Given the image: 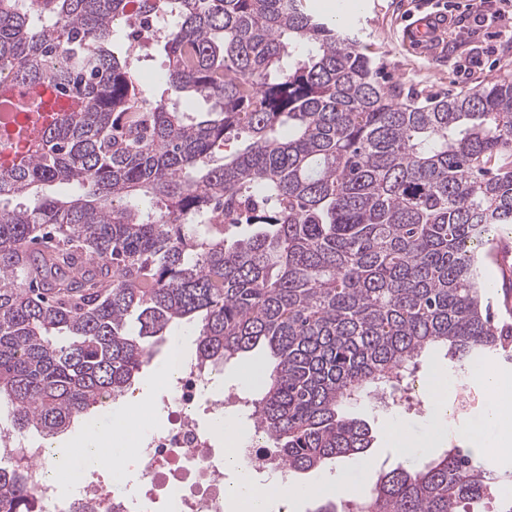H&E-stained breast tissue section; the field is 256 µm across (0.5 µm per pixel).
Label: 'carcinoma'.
I'll return each instance as SVG.
<instances>
[{"instance_id":"obj_1","label":"carcinoma","mask_w":512,"mask_h":512,"mask_svg":"<svg viewBox=\"0 0 512 512\" xmlns=\"http://www.w3.org/2000/svg\"><path fill=\"white\" fill-rule=\"evenodd\" d=\"M306 0H0V406L51 440L121 396L173 326L246 367L272 457L372 447L348 408L445 347L512 358L483 268L512 224V80L399 99ZM165 22L147 98L128 21ZM244 148L224 154L231 138ZM136 320L138 332L128 330ZM471 448L316 512H512ZM0 512H35L20 466Z\"/></svg>"}]
</instances>
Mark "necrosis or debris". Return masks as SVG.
Returning <instances> with one entry per match:
<instances>
[{"instance_id": "4bbe7bcc", "label": "necrosis or debris", "mask_w": 512, "mask_h": 512, "mask_svg": "<svg viewBox=\"0 0 512 512\" xmlns=\"http://www.w3.org/2000/svg\"><path fill=\"white\" fill-rule=\"evenodd\" d=\"M214 369L197 358L179 369L166 404L172 422L165 428L141 432L131 428L123 440L138 448L147 479L159 480L169 491L162 512H224V434L211 421L227 405L247 399L212 386ZM49 450L42 440L18 434L0 423V461H22L41 512H145L136 499L117 497L95 475L81 473L75 492L60 500L48 481Z\"/></svg>"}]
</instances>
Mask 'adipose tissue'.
I'll list each match as a JSON object with an SVG mask.
<instances>
[{
    "label": "adipose tissue",
    "mask_w": 512,
    "mask_h": 512,
    "mask_svg": "<svg viewBox=\"0 0 512 512\" xmlns=\"http://www.w3.org/2000/svg\"><path fill=\"white\" fill-rule=\"evenodd\" d=\"M175 372L173 362H166L153 379L151 387L143 388L127 405L117 412L109 427L91 430L84 438L79 452L68 448H52L51 478L56 479L59 493H72L74 486L69 478L74 474L72 456H79L85 470L111 472L115 483L127 485L142 473L137 449L117 448L113 445L115 432L141 423L154 411L151 397L152 387L162 385ZM479 378L486 384L492 401L480 421L481 426L494 431V446L498 453L512 456V372L496 371L485 367L479 370ZM227 446L224 450V468L231 473V480L224 486V501L227 512H285L300 496L318 497L341 492L343 481L329 479L311 486L307 491L294 490L281 477L256 479L250 462L236 451L234 442L241 433L240 427L228 421H220Z\"/></svg>",
    "instance_id": "obj_1"
}]
</instances>
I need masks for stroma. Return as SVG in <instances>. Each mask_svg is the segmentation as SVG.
Returning a JSON list of instances; mask_svg holds the SVG:
<instances>
[{"instance_id":"35a3bbf8","label":"stroma","mask_w":512,"mask_h":512,"mask_svg":"<svg viewBox=\"0 0 512 512\" xmlns=\"http://www.w3.org/2000/svg\"><path fill=\"white\" fill-rule=\"evenodd\" d=\"M308 4L323 17L332 16L340 7L348 10L346 28L372 59L383 86L444 97L477 89L490 80H512V0H308ZM409 9L443 16L445 37L437 53L429 54L404 42L402 29ZM487 273L499 284L491 300L500 317L512 324V294L502 290L503 285L512 284V249L493 252ZM439 373L447 377L448 410L434 407L425 398L419 410L410 412L378 402L361 408L360 415L374 435L366 453L343 457L312 471L288 472V480L315 483L358 472L362 475L358 488L343 494L344 499H354L357 492L373 487L382 472L408 463V456L388 433L396 419L408 425L416 442L426 444L429 457H436L446 447H471L470 433L489 395L474 374H460L440 350L421 359L416 393L423 395L426 384Z\"/></svg>"}]
</instances>
